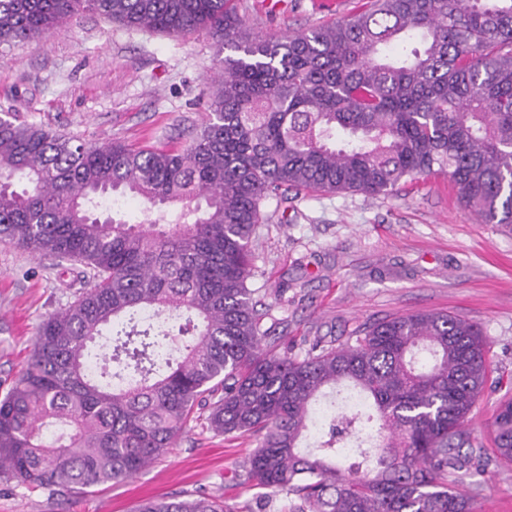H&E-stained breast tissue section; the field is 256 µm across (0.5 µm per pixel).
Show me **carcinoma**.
I'll list each match as a JSON object with an SVG mask.
<instances>
[{
    "label": "carcinoma",
    "mask_w": 512,
    "mask_h": 512,
    "mask_svg": "<svg viewBox=\"0 0 512 512\" xmlns=\"http://www.w3.org/2000/svg\"><path fill=\"white\" fill-rule=\"evenodd\" d=\"M84 14L204 32L225 55L184 148L75 145L0 117V241L89 284L0 397V476L87 495L163 456L200 408L212 432L258 437L249 476L292 512H475L464 478L512 465V399L492 449L466 428L489 376L482 327L418 312L299 359L268 346L247 280L261 203L288 190L389 194L438 169L469 213L512 224V0H369L276 40L232 0H0V45ZM125 197L149 204L143 219L103 211ZM161 317L184 323L174 335ZM341 384L372 412L335 413L302 451L312 402ZM138 512L234 510L199 495Z\"/></svg>",
    "instance_id": "obj_1"
}]
</instances>
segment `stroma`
Masks as SVG:
<instances>
[{
  "instance_id": "1",
  "label": "stroma",
  "mask_w": 512,
  "mask_h": 512,
  "mask_svg": "<svg viewBox=\"0 0 512 512\" xmlns=\"http://www.w3.org/2000/svg\"><path fill=\"white\" fill-rule=\"evenodd\" d=\"M365 0H238L265 38L336 23ZM218 54L203 33L182 37L85 14L36 41L0 46V113L102 144L187 146L203 121ZM248 281L269 306L276 351L301 358L315 340L354 342L365 324L421 311L479 323L493 368L467 418L490 444L499 399L512 396V224H484L432 172L390 195L288 192L268 198ZM85 284L52 259L0 242V396L29 362L39 324ZM250 435L191 422L173 448L133 478L80 498L0 477V512H135L150 497L209 495L238 512H289L285 496L249 483ZM477 512H512V466L481 476Z\"/></svg>"
}]
</instances>
